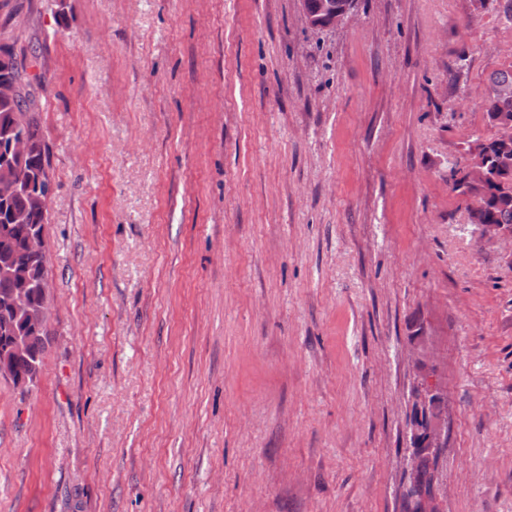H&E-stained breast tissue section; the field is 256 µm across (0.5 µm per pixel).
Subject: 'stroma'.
I'll use <instances>...</instances> for the list:
<instances>
[{
	"instance_id": "1",
	"label": "stroma",
	"mask_w": 512,
	"mask_h": 512,
	"mask_svg": "<svg viewBox=\"0 0 512 512\" xmlns=\"http://www.w3.org/2000/svg\"><path fill=\"white\" fill-rule=\"evenodd\" d=\"M505 0H0L50 149V338L0 377V512H402L427 349L444 512H512ZM307 24L313 29L335 28L354 9L352 0L336 4L335 0H318L315 7L311 1L299 0ZM486 114L494 135L475 140L463 166L450 168L448 184L473 200L470 223L512 229V67L489 76Z\"/></svg>"
}]
</instances>
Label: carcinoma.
<instances>
[{
    "instance_id": "carcinoma-1",
    "label": "carcinoma",
    "mask_w": 512,
    "mask_h": 512,
    "mask_svg": "<svg viewBox=\"0 0 512 512\" xmlns=\"http://www.w3.org/2000/svg\"><path fill=\"white\" fill-rule=\"evenodd\" d=\"M18 84L13 99L0 98V181L15 190L0 198V376L17 387L35 385L49 341L47 321L39 318L49 300L46 256L33 254L28 240L44 232L47 210L41 196L51 182L49 149L37 124L32 84L11 50L0 46V82ZM486 114L493 136L476 139L463 166L448 173L451 190L473 200L469 223L512 229V67L489 76ZM20 140L24 151L11 145ZM17 295L26 302L15 306Z\"/></svg>"
}]
</instances>
